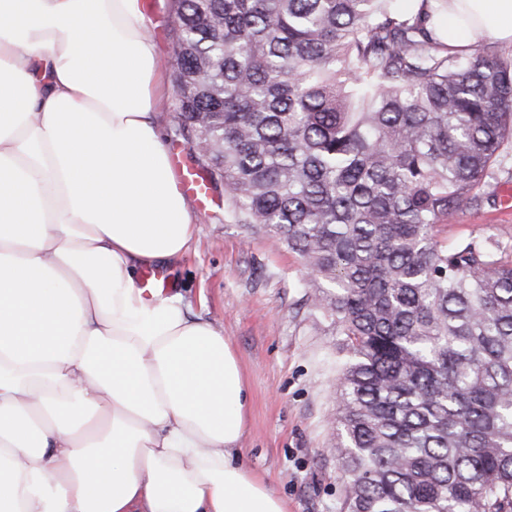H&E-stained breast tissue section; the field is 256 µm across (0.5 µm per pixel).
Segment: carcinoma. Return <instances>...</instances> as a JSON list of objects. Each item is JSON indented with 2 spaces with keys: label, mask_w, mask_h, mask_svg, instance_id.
Listing matches in <instances>:
<instances>
[{
  "label": "carcinoma",
  "mask_w": 512,
  "mask_h": 512,
  "mask_svg": "<svg viewBox=\"0 0 512 512\" xmlns=\"http://www.w3.org/2000/svg\"><path fill=\"white\" fill-rule=\"evenodd\" d=\"M438 0H174L178 128L335 319L341 512H512V261L434 228L512 179V55Z\"/></svg>",
  "instance_id": "cac0c4a2"
}]
</instances>
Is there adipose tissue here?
<instances>
[{
    "instance_id": "ef3b65f1",
    "label": "adipose tissue",
    "mask_w": 512,
    "mask_h": 512,
    "mask_svg": "<svg viewBox=\"0 0 512 512\" xmlns=\"http://www.w3.org/2000/svg\"><path fill=\"white\" fill-rule=\"evenodd\" d=\"M449 49L512 0H448ZM143 0H0V512H288L222 327L140 288L198 233Z\"/></svg>"
}]
</instances>
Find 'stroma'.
I'll return each instance as SVG.
<instances>
[{
	"label": "stroma",
	"mask_w": 512,
	"mask_h": 512,
	"mask_svg": "<svg viewBox=\"0 0 512 512\" xmlns=\"http://www.w3.org/2000/svg\"><path fill=\"white\" fill-rule=\"evenodd\" d=\"M503 184L481 210H461L438 225L440 240L493 237L512 260V207ZM211 203L192 201L198 234L164 274L194 314L223 326L249 387L245 464L288 504V512H340L344 482L331 450L335 320L317 311L300 257L269 234L224 217V185Z\"/></svg>",
	"instance_id": "35a3bbf8"
}]
</instances>
